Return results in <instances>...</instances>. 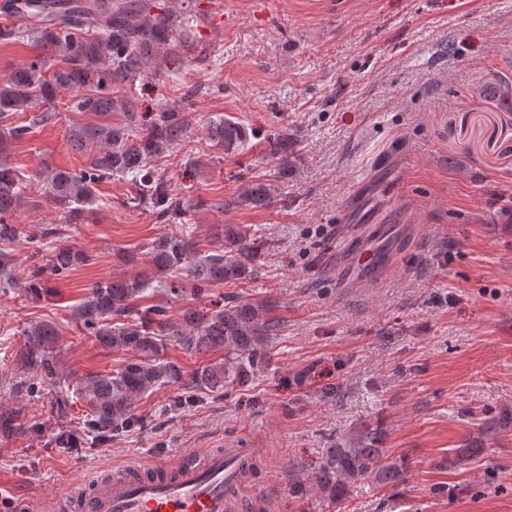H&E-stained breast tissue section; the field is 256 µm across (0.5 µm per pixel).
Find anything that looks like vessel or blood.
Listing matches in <instances>:
<instances>
[{
    "label": "vessel or blood",
    "instance_id": "b4317fda",
    "mask_svg": "<svg viewBox=\"0 0 512 512\" xmlns=\"http://www.w3.org/2000/svg\"><path fill=\"white\" fill-rule=\"evenodd\" d=\"M393 257L390 237L371 247L356 242L336 256L344 288L376 284ZM254 464L251 449L224 448L178 464L128 466L95 484L75 512H231L232 496Z\"/></svg>",
    "mask_w": 512,
    "mask_h": 512
}]
</instances>
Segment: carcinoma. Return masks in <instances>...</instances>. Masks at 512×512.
<instances>
[{"label":"carcinoma","mask_w":512,"mask_h":512,"mask_svg":"<svg viewBox=\"0 0 512 512\" xmlns=\"http://www.w3.org/2000/svg\"><path fill=\"white\" fill-rule=\"evenodd\" d=\"M1 13L25 15L20 28H0V39L29 40L40 54L0 78V123L15 112L31 113V122L51 119L36 112L38 101L70 90L72 108L79 112H126L117 125L89 124L69 130L68 138L94 153L77 173L47 169L42 181L53 202L71 219L79 220L84 206L96 201L95 185L114 175L151 188L148 199L163 219L186 213L181 199L147 170L148 160L181 144L188 127L186 113L164 103L148 125L139 123L127 97L113 98L112 89L131 79L155 72L159 58H180L197 48L194 15H178L164 0H0ZM245 140L243 128L225 118L212 123V147L229 152ZM23 180L14 167L0 159V242L22 239L37 252L60 236L59 229L14 222L22 198ZM275 200L274 189L263 182L240 188L234 204L266 208ZM262 243L243 225H226L215 245L203 253L197 241L181 230L154 238L146 255L154 273L169 274V281L152 277H114L91 285L72 308V317L106 348L124 351L127 359L109 374H91L78 383L76 393L91 412L96 438L107 442L137 422V403L156 389L181 387L179 399L191 402L195 393L218 395L234 388L247 370L264 358L279 331V322L268 316L266 301L238 297L214 308L188 309L172 320L163 305L139 306L148 289L179 298L185 293L199 299L214 285L235 283L255 275V261ZM90 258L71 245H59L30 271L25 292L38 300L50 294L51 279L85 265ZM22 365L44 381L57 382L60 367L55 353L56 330L39 324L23 330ZM185 354H219L191 372L165 357L166 342ZM381 431L362 426L350 437L327 449L315 476L316 487L329 498L340 497L348 485L369 473L384 486L405 480L402 463H381L377 447Z\"/></svg>","instance_id":"cac0c4a2"}]
</instances>
